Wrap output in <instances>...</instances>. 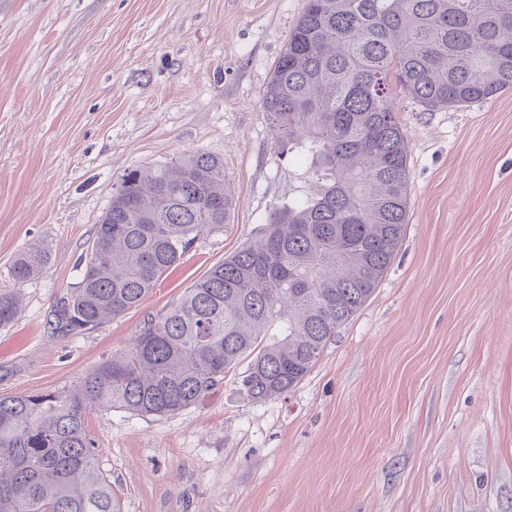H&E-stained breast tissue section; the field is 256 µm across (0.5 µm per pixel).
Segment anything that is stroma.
<instances>
[{
  "label": "stroma",
  "mask_w": 512,
  "mask_h": 512,
  "mask_svg": "<svg viewBox=\"0 0 512 512\" xmlns=\"http://www.w3.org/2000/svg\"><path fill=\"white\" fill-rule=\"evenodd\" d=\"M306 0H0V396L74 389L273 206L312 193L262 97ZM395 105L410 201L373 295L287 394L225 380L174 415L91 412L121 512H512V90ZM204 152L235 203L136 309L78 336L53 311L124 171ZM44 247L43 272L11 268ZM48 254L40 246H34L24 251L14 262L11 276L17 282H24L37 275L47 263ZM22 302L15 288H0V328L10 326L20 315Z\"/></svg>",
  "instance_id": "1"
}]
</instances>
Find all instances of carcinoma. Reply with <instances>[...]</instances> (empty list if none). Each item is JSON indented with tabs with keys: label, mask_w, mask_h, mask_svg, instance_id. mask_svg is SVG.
<instances>
[{
	"label": "carcinoma",
	"mask_w": 512,
	"mask_h": 512,
	"mask_svg": "<svg viewBox=\"0 0 512 512\" xmlns=\"http://www.w3.org/2000/svg\"><path fill=\"white\" fill-rule=\"evenodd\" d=\"M458 107L512 90V0H307L263 95L276 140L308 162L316 190L271 209L261 234L143 320L74 390L0 397V512H121L85 418L167 415L231 376L254 399L286 394L387 272L404 235L408 144L393 91ZM234 197L203 152L124 172L54 310L63 336L140 307ZM48 254L24 251L11 276ZM0 288V328L20 315ZM246 370L237 372L241 361Z\"/></svg>",
	"instance_id": "cac0c4a2"
}]
</instances>
